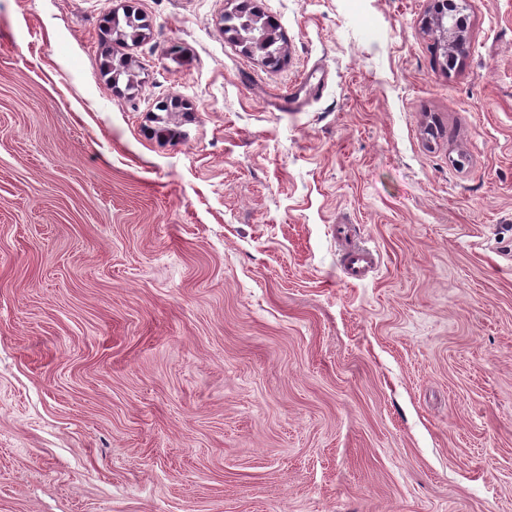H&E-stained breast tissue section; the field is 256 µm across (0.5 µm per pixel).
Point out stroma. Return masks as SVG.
<instances>
[{
	"mask_svg": "<svg viewBox=\"0 0 512 512\" xmlns=\"http://www.w3.org/2000/svg\"><path fill=\"white\" fill-rule=\"evenodd\" d=\"M238 3L0 0V512H512V0ZM266 19L268 17L260 9L250 7L238 14L225 15L224 24L226 23L230 29H238L243 36L249 37V43L255 45L258 53L267 59V65L275 67L281 59L280 44L271 43L262 49L258 45V40L261 37L260 25ZM143 19L133 10L124 12L122 19L119 16H115L110 19L112 24V31H115L116 35L120 32L125 38L131 40L137 38L140 35V31L145 28V25L141 22ZM443 36L446 40L448 54H456L461 57L465 54L468 43V34L457 20L454 23H448L447 17L446 31L443 30ZM351 227L348 224H336L333 235L336 241L346 243L340 253V268L343 278L348 283L364 281L374 273L378 266L375 250L363 245L348 244L351 238Z\"/></svg>",
	"mask_w": 512,
	"mask_h": 512,
	"instance_id": "obj_1",
	"label": "stroma"
}]
</instances>
